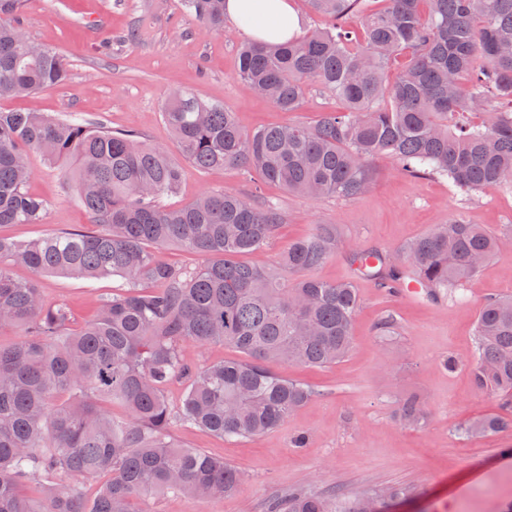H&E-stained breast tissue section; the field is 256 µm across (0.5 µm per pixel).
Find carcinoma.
<instances>
[{
    "mask_svg": "<svg viewBox=\"0 0 512 512\" xmlns=\"http://www.w3.org/2000/svg\"><path fill=\"white\" fill-rule=\"evenodd\" d=\"M307 0L328 25L282 43L239 48L237 77L277 108L297 112L311 86L344 109L304 122L242 129L235 113L192 92L176 93L163 118L197 169L241 168L260 181L251 194L208 191L166 208L183 170L166 148L132 131H110L70 115L0 110V225L37 224L46 203L30 194L28 152L63 165L90 217L73 229L16 241L0 237V328L24 339L0 346V512H134L152 493L199 500L236 492L239 472L224 460L169 440L175 424L226 439L281 426L313 391L268 363L326 367L350 351L359 307L351 281L312 272L336 249V227L317 224L275 266L244 257L267 247L283 224L262 197L273 182L309 199H352L371 186V163L437 175L464 196L512 188V0ZM23 0H0V99L30 95L67 80L55 50L32 43L11 17ZM209 30L224 32V0H184ZM203 257L187 272L159 258L167 246ZM504 247L502 238L457 214L394 255L361 250L354 278L386 288L406 280L423 298H454ZM112 276L122 292L100 300L95 319L69 332L70 311L47 304L39 288L11 275ZM147 280L151 291L139 289ZM470 360L475 388L499 398L503 413L466 421L462 435L512 425V295L488 299L475 323ZM225 344L241 354L205 368L184 345ZM185 385L178 409L166 390ZM117 402L118 420L101 402ZM405 400L401 422L425 418ZM108 479L92 496L83 479ZM43 479L41 498L22 491ZM389 487L369 499L408 497ZM269 512H363L362 502L291 491Z\"/></svg>",
    "mask_w": 512,
    "mask_h": 512,
    "instance_id": "1",
    "label": "carcinoma"
}]
</instances>
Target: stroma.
I'll use <instances>...</instances> for the list:
<instances>
[{"label": "stroma", "mask_w": 512, "mask_h": 512, "mask_svg": "<svg viewBox=\"0 0 512 512\" xmlns=\"http://www.w3.org/2000/svg\"><path fill=\"white\" fill-rule=\"evenodd\" d=\"M19 25L35 45L56 49L68 65V79L37 94L1 100L5 111L55 116L78 113L112 130L136 132L167 147L184 177L162 206L178 207L219 188L250 192L243 171H201L185 163L162 109L178 90L232 109L247 130L290 121L313 122L341 109L336 96L311 88L301 111L286 112L254 94L236 77L238 48L246 33L234 25L215 34L186 13L181 0H25ZM33 178L28 190L43 199L38 224H4L0 235L25 240L42 234L86 228L90 220L57 167L36 152L29 155ZM370 189L348 199H307L276 184L266 185L285 223L273 243L249 255L252 263H276L289 244L315 225H335L340 242L319 278L340 281L353 275L354 251H395L449 216L463 213L472 224L508 237L502 252L466 283L459 301L421 302L388 295L372 282L358 281L360 304L353 344L341 362L322 368L271 363V370L312 387L314 397L279 428L264 435L227 440L199 428L178 426L171 437L184 448L224 459L242 478L237 493L209 502L153 494L139 512H268L269 501L289 490L358 498L402 486L409 495L404 512H505L512 505V427L480 439L459 435L475 415L500 411L496 397L475 389L465 362L475 346L474 324L489 297L512 294V191L463 198L447 178H415L390 160L373 164ZM20 280H36L46 302L67 303L70 332L92 317L99 298L119 290L109 277L34 275L13 269ZM389 329H381L385 316ZM463 361L444 370L443 358ZM413 397L429 412L420 426L398 420L403 399ZM306 447L291 445L294 435Z\"/></svg>", "instance_id": "stroma-1"}]
</instances>
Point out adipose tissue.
Here are the masks:
<instances>
[{
    "mask_svg": "<svg viewBox=\"0 0 512 512\" xmlns=\"http://www.w3.org/2000/svg\"><path fill=\"white\" fill-rule=\"evenodd\" d=\"M224 13L258 42H282L300 29L291 0H225Z\"/></svg>",
    "mask_w": 512,
    "mask_h": 512,
    "instance_id": "adipose-tissue-1",
    "label": "adipose tissue"
}]
</instances>
